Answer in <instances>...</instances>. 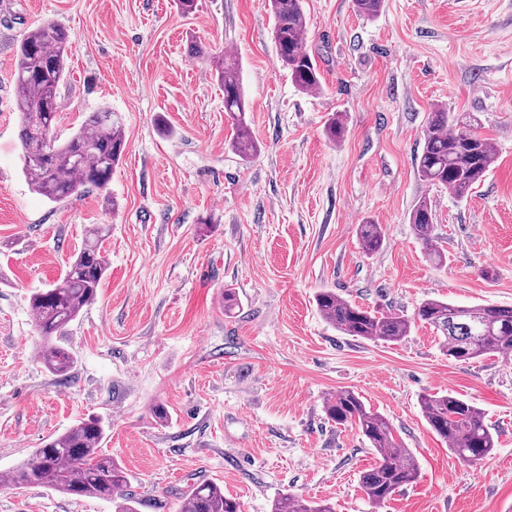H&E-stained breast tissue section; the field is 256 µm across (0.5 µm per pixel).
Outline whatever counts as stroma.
Here are the masks:
<instances>
[{"label": "stroma", "instance_id": "stroma-1", "mask_svg": "<svg viewBox=\"0 0 512 512\" xmlns=\"http://www.w3.org/2000/svg\"><path fill=\"white\" fill-rule=\"evenodd\" d=\"M321 88L298 90L277 57L262 0H0V476L78 420L128 474L139 512H176L213 481L243 512L291 492L335 512H512V359L448 360L418 324L398 343L344 336L314 296L413 314L434 299L512 306V0H303ZM54 21L71 41L59 139L107 107L125 150L106 188L61 202L33 193L17 147L14 62L23 35ZM201 45L206 58L192 48ZM233 52L259 154L228 148L211 63ZM475 114L496 162L465 200L421 181L415 158L436 108ZM340 115L331 143L324 124ZM436 209V267L408 215ZM105 224L108 271L71 323L75 366L51 374L29 295L63 277L88 225ZM381 225L365 254L357 229ZM491 277H484V270ZM239 307L224 311V291ZM351 389L385 416L419 477L381 507L359 474L377 455L324 404ZM481 408L496 447L460 461L426 423L422 395ZM164 404L166 422L152 408ZM0 512H114L111 502L0 483Z\"/></svg>", "mask_w": 512, "mask_h": 512}]
</instances>
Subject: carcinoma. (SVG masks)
<instances>
[{"instance_id":"obj_1","label":"carcinoma","mask_w":512,"mask_h":512,"mask_svg":"<svg viewBox=\"0 0 512 512\" xmlns=\"http://www.w3.org/2000/svg\"><path fill=\"white\" fill-rule=\"evenodd\" d=\"M383 5L384 0H354L356 10L367 17L377 16ZM264 6L273 18L272 37L282 67L298 89H318L320 73L304 40L306 17L301 0H264ZM68 48L64 26L41 23L24 35L15 62L23 173L29 187L52 202L69 198L81 187H106L124 150L122 125L107 108L87 113L69 138L57 139L58 91L67 69ZM238 67L233 54L215 60L217 78L224 88V112L231 120L228 146L247 162L257 156L259 146L246 119ZM474 123L476 118L469 113L456 116L436 109L430 113L424 145L415 160L423 182L444 188L460 200L468 197L496 160L489 140L473 131ZM408 219L428 249L430 261L443 266L447 255L433 245L435 211L431 200L420 199ZM358 231L363 252L373 254L383 248L380 225L361 224ZM107 233L105 224L90 225L64 276L28 298L35 326L44 339L41 362L57 376H66L74 368L75 359L67 346L68 328L97 298L108 269L101 251ZM315 301L320 315L344 336L397 343L419 321L433 328L443 351L456 362L472 363L486 355L512 353V307L427 300L409 318L366 309L333 289L319 291ZM420 406L429 427L461 460L475 465L495 448L485 413L473 403L448 392L423 395ZM325 410L332 422L356 428L377 453L376 463L360 475L361 489L373 505H384L399 488L417 479L418 466L411 450L396 438L387 418L367 407L358 393L337 391L326 400ZM106 427L100 417L78 421L35 449L31 458L13 471L11 482L67 496L113 499L129 480L125 471L101 452ZM179 512H242V505L225 496L219 485L204 481L180 501ZM270 512H334V508L325 501L286 493L273 501Z\"/></svg>"}]
</instances>
